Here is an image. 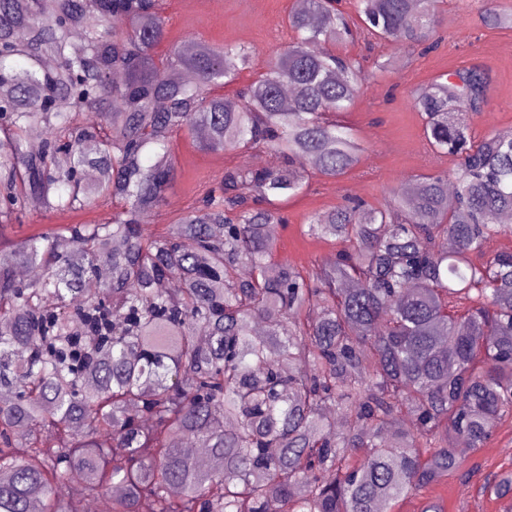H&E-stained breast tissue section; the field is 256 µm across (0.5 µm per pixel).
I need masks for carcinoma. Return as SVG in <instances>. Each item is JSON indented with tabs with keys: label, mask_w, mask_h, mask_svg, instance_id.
<instances>
[{
	"label": "carcinoma",
	"mask_w": 512,
	"mask_h": 512,
	"mask_svg": "<svg viewBox=\"0 0 512 512\" xmlns=\"http://www.w3.org/2000/svg\"><path fill=\"white\" fill-rule=\"evenodd\" d=\"M163 0H0V224L31 198L47 211L112 205L102 224H50L0 240V512H399L461 468V448L512 418V131L477 141L455 103L478 67L440 75L414 106L452 175L418 179L388 209L365 201L313 216L341 244L333 267L276 259L267 226L300 194L306 164L338 179L362 148L330 116L361 69L332 46L352 35L333 0H306L296 41L228 99L252 53L176 46ZM436 0H358L368 33L426 42ZM291 87L293 97L283 101ZM47 138L29 142L31 128ZM280 154L278 169L224 173L168 232L142 215L166 201L171 138ZM43 276L21 282L15 269ZM174 279L168 293L155 287ZM321 316H315L316 310ZM336 408L340 434L322 412ZM403 414L417 432L394 431ZM195 438L223 466L177 448Z\"/></svg>",
	"instance_id": "obj_1"
}]
</instances>
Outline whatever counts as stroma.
<instances>
[{
  "mask_svg": "<svg viewBox=\"0 0 512 512\" xmlns=\"http://www.w3.org/2000/svg\"><path fill=\"white\" fill-rule=\"evenodd\" d=\"M496 4L512 8V0H438L434 36L439 45L430 51L384 41L369 43L361 37L337 44V53L362 67L361 90L351 109L338 119L352 129L364 153L360 164L339 179L310 174L308 189L284 204L286 222L275 235L278 260L298 267L314 261L327 264L338 247L304 235L309 216L338 207L349 197L384 208L405 182L454 169L453 158L428 144L424 120L413 106L414 92L436 76L483 66L490 75L488 107L474 113L472 133L479 139L512 129V27L489 26L482 20L484 11ZM296 8V0H166V43L171 46L192 38L214 46L238 44L252 50L250 67L239 75L237 86H243L262 71L269 53L294 40L288 15ZM387 60L393 61V70L379 71V63ZM265 155L262 149L246 154L208 152L184 137H174L175 175L165 204L150 212L148 231L156 234L169 229L225 171L245 164L258 167ZM107 217L104 210L60 215L33 204L22 225H9L0 233L17 240L47 224L101 222ZM491 430L493 439L488 447L464 451L466 475H453L424 495L408 497L400 512H421L428 499L440 502L445 512H505L506 500L483 492L482 487L485 477L512 472V425L496 421Z\"/></svg>",
  "mask_w": 512,
  "mask_h": 512,
  "instance_id": "35a3bbf8",
  "label": "stroma"
}]
</instances>
